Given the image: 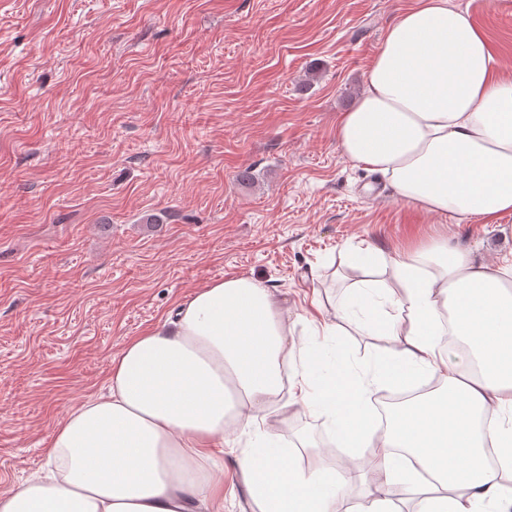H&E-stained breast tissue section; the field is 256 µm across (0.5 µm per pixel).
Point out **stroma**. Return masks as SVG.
Segmentation results:
<instances>
[{"mask_svg":"<svg viewBox=\"0 0 512 512\" xmlns=\"http://www.w3.org/2000/svg\"><path fill=\"white\" fill-rule=\"evenodd\" d=\"M414 2L0 0V490L44 468L54 425L105 391L128 339L218 279H259L300 341L313 297L331 309L363 278L360 242L512 252V213L448 222L338 149V115ZM449 2L512 76V0ZM372 313L336 339L352 365L384 344ZM268 413L284 444L325 432ZM242 450L219 464L224 512H252Z\"/></svg>","mask_w":512,"mask_h":512,"instance_id":"35a3bbf8","label":"stroma"}]
</instances>
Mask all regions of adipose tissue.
<instances>
[{
	"mask_svg": "<svg viewBox=\"0 0 512 512\" xmlns=\"http://www.w3.org/2000/svg\"><path fill=\"white\" fill-rule=\"evenodd\" d=\"M336 139L346 160L427 213L491 224L512 212V78L448 0H420L388 28ZM351 261L393 280L362 281L308 327L337 335L354 307L373 305L387 345L367 367L327 371L313 349L296 348L287 306L260 281L211 283L124 344L106 393L53 428L48 472L0 491V512H224L216 458L242 438L256 512H335V470L306 471L267 436L269 404L284 391L324 420L330 446L366 450L373 489L349 512H402L394 484L418 496L417 512H512V253L478 266L442 241L408 254L358 246ZM447 334L469 355L450 354ZM421 379L436 389L377 419L380 386L402 392Z\"/></svg>",
	"mask_w": 512,
	"mask_h": 512,
	"instance_id": "obj_1",
	"label": "adipose tissue"
}]
</instances>
